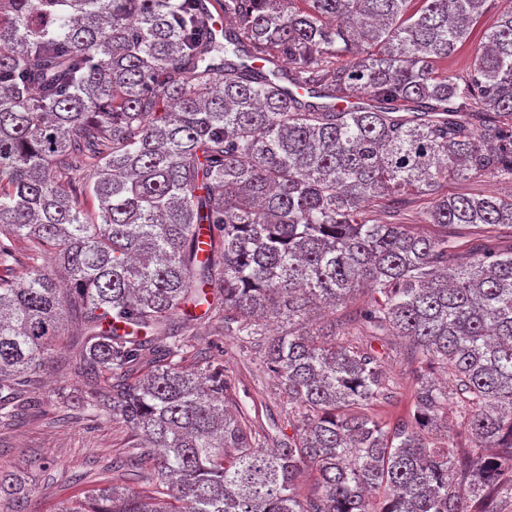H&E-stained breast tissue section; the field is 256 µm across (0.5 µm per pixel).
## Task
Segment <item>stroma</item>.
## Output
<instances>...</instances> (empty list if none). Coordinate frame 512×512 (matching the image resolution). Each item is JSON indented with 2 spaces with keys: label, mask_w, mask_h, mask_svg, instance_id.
<instances>
[{
  "label": "stroma",
  "mask_w": 512,
  "mask_h": 512,
  "mask_svg": "<svg viewBox=\"0 0 512 512\" xmlns=\"http://www.w3.org/2000/svg\"><path fill=\"white\" fill-rule=\"evenodd\" d=\"M194 331L192 344L205 347L215 343L222 348L236 388L233 399L246 415L264 425L277 423L281 431H288L283 395L263 362L262 350L252 349L243 359L236 340L221 335L216 324L201 322ZM381 354L399 387L392 404L372 405L368 413L391 425L413 410L412 364L406 347L396 341L383 347ZM74 386L66 370L50 368L42 375L30 414L16 426L0 428V462L24 475L31 490L32 512H54L60 501L96 487L100 474L111 469L113 460L124 457L131 444L132 434L122 423L99 425L82 419L75 410L61 414L55 406L56 394ZM33 452L49 460L46 471L27 472L25 460Z\"/></svg>",
  "instance_id": "stroma-1"
}]
</instances>
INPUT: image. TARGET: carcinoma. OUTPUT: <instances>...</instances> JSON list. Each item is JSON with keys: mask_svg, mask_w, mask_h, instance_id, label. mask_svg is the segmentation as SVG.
I'll return each mask as SVG.
<instances>
[{"mask_svg": "<svg viewBox=\"0 0 512 512\" xmlns=\"http://www.w3.org/2000/svg\"><path fill=\"white\" fill-rule=\"evenodd\" d=\"M490 2L221 0L215 35L205 0H0V426L35 405L69 318L80 413L125 424L157 472L54 512L512 505V245L461 242L512 230V192L441 193L512 182V11L464 73L442 67ZM410 196L439 233L407 230ZM212 318L244 356L263 337L292 435L256 440L211 352L183 365ZM388 336L417 361L392 428L359 413L395 397ZM450 412L471 447L429 442ZM305 468L321 493H299ZM0 502L30 512L4 465ZM510 186L507 181L499 180L492 177H480L471 179L469 181H460L448 184V187L443 188V193L449 194H465L477 192H490L502 193Z\"/></svg>", "mask_w": 512, "mask_h": 512, "instance_id": "1", "label": "carcinoma"}]
</instances>
